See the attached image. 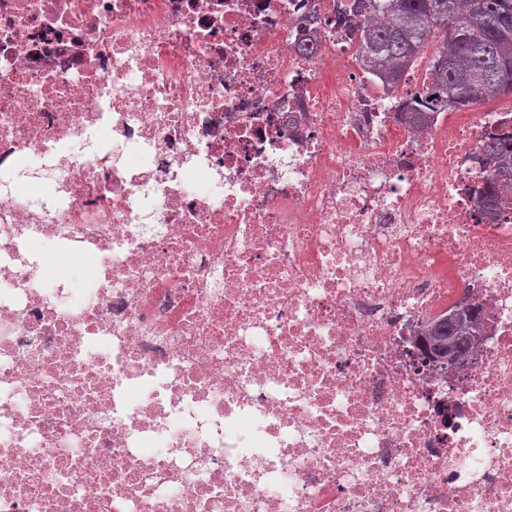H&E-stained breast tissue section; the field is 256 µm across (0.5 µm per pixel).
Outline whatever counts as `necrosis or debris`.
<instances>
[{
    "label": "necrosis or debris",
    "mask_w": 512,
    "mask_h": 512,
    "mask_svg": "<svg viewBox=\"0 0 512 512\" xmlns=\"http://www.w3.org/2000/svg\"><path fill=\"white\" fill-rule=\"evenodd\" d=\"M334 13L0 0V512H512V107L406 126ZM480 161L488 174L483 187L475 191L482 215L492 219L501 208V187L512 183V135L488 134ZM479 321L476 311L461 310L430 324L416 337L424 363L453 365L463 360L478 338Z\"/></svg>",
    "instance_id": "1"
}]
</instances>
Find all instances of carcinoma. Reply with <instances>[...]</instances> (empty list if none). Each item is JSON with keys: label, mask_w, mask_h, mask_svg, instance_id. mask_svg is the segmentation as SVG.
I'll return each instance as SVG.
<instances>
[{"label": "carcinoma", "mask_w": 512, "mask_h": 512, "mask_svg": "<svg viewBox=\"0 0 512 512\" xmlns=\"http://www.w3.org/2000/svg\"><path fill=\"white\" fill-rule=\"evenodd\" d=\"M378 13L385 21L375 25ZM336 25L359 38L369 74L386 91L432 49L430 80L400 113L409 125L512 93V0H338ZM480 161L487 179L477 189L478 204L492 219L501 187L512 183V135H488ZM478 330L477 312L461 310L430 324L416 345L425 361L453 365L466 357Z\"/></svg>", "instance_id": "1"}]
</instances>
